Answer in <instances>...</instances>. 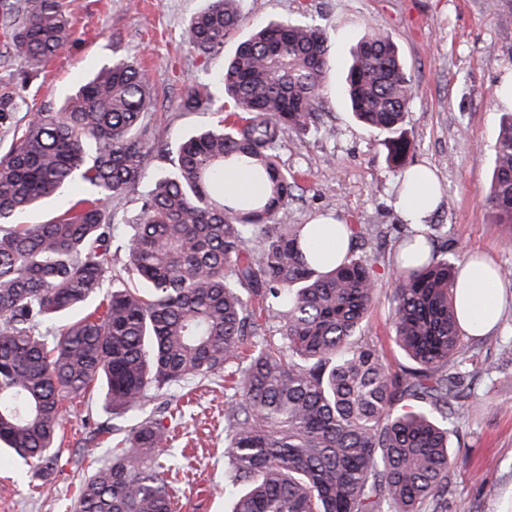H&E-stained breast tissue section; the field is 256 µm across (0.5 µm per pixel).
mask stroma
<instances>
[{"mask_svg": "<svg viewBox=\"0 0 512 512\" xmlns=\"http://www.w3.org/2000/svg\"><path fill=\"white\" fill-rule=\"evenodd\" d=\"M66 2L76 38L23 89L29 108L57 109L79 78L122 56L144 69L156 93L148 121L160 146L172 150L216 119L212 109L180 108L189 84L223 69L254 28L290 20L329 32V89L321 119L338 134L285 137L280 163L296 177L299 191L283 221L306 224L328 216L370 229L363 249L378 257L377 301L362 334L397 372L405 360L389 339L388 295L402 240L394 229L401 221L394 201L403 168L388 163L380 136L355 120L344 95L352 47L369 27L392 33L414 80L405 125L412 148L404 168H430L441 193L429 219L435 244L456 264L483 255L510 275L498 324L485 335L462 338L476 362L470 387L482 399L465 411L450 437L458 463L447 512H512V235L493 223L485 201L506 111L499 93L512 73V0H241L240 27L225 38L223 52L210 56L182 39L208 0ZM168 397L179 408L163 420L168 446L183 457L173 478L177 512H230L223 382L195 381L173 388ZM94 421L124 427L133 418L106 411L96 389L68 401L62 447L47 478L15 461L0 465V512H73L81 481L112 456L109 443L89 441Z\"/></svg>", "mask_w": 512, "mask_h": 512, "instance_id": "obj_1", "label": "stroma"}]
</instances>
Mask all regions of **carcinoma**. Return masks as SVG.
Instances as JSON below:
<instances>
[{
    "label": "carcinoma",
    "instance_id": "carcinoma-1",
    "mask_svg": "<svg viewBox=\"0 0 512 512\" xmlns=\"http://www.w3.org/2000/svg\"><path fill=\"white\" fill-rule=\"evenodd\" d=\"M241 0H209L183 40L224 49ZM0 33L28 83L74 38L65 0H0ZM330 44L320 26L278 21L242 41L224 69L195 82L187 110L212 105L210 85L238 108L181 140L135 212L115 222L112 199L163 155L147 121L145 74L125 58L82 79L55 112H27L17 84H0V449L44 473L56 459L62 401L97 385L104 408L135 414L107 433L112 460L79 486L75 512H174L178 459L162 454L151 398L192 379L226 378L224 448L232 512H445L456 465L450 433L478 401L466 386L452 286L456 267L422 233L428 256L395 267L394 374L358 338L377 298L361 231L324 264L309 224L278 223L298 188L279 163L289 132L336 137L320 123ZM352 112L383 134L390 163L411 149L404 131L413 81L392 35L371 27L346 75ZM250 169L263 197H224V167ZM88 192L40 224L17 218L75 182ZM512 225V113L502 117L487 199Z\"/></svg>",
    "mask_w": 512,
    "mask_h": 512
}]
</instances>
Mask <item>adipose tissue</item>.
Returning a JSON list of instances; mask_svg holds the SVG:
<instances>
[{
    "label": "adipose tissue",
    "instance_id": "obj_1",
    "mask_svg": "<svg viewBox=\"0 0 512 512\" xmlns=\"http://www.w3.org/2000/svg\"><path fill=\"white\" fill-rule=\"evenodd\" d=\"M407 186L397 201L404 222L424 224L439 203V194L431 174L410 172ZM312 243L325 263L339 262L346 243L342 223L318 218L311 230ZM459 310V325L469 335L480 336L497 323L502 310V274L489 260H471L463 264L452 287Z\"/></svg>",
    "mask_w": 512,
    "mask_h": 512
}]
</instances>
